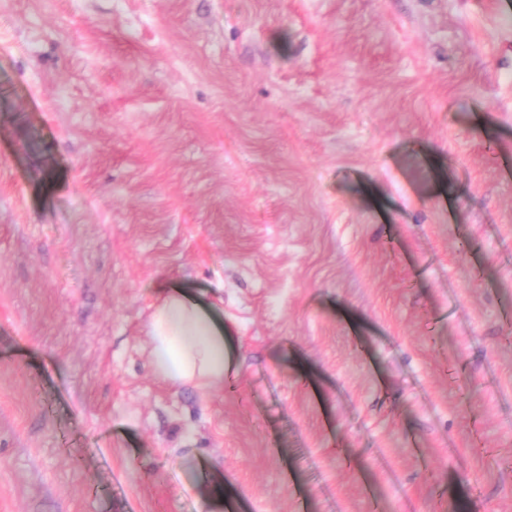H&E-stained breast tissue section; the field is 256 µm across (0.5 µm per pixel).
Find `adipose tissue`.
Returning a JSON list of instances; mask_svg holds the SVG:
<instances>
[{
	"label": "adipose tissue",
	"instance_id": "obj_1",
	"mask_svg": "<svg viewBox=\"0 0 512 512\" xmlns=\"http://www.w3.org/2000/svg\"><path fill=\"white\" fill-rule=\"evenodd\" d=\"M151 366L179 385L209 386L224 379V328L209 309L180 289L157 288L147 324Z\"/></svg>",
	"mask_w": 512,
	"mask_h": 512
}]
</instances>
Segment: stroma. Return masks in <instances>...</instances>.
Here are the masks:
<instances>
[{
	"label": "stroma",
	"mask_w": 512,
	"mask_h": 512,
	"mask_svg": "<svg viewBox=\"0 0 512 512\" xmlns=\"http://www.w3.org/2000/svg\"><path fill=\"white\" fill-rule=\"evenodd\" d=\"M233 371L150 366L153 288ZM512 512V0H0V512Z\"/></svg>",
	"instance_id": "obj_1"
}]
</instances>
